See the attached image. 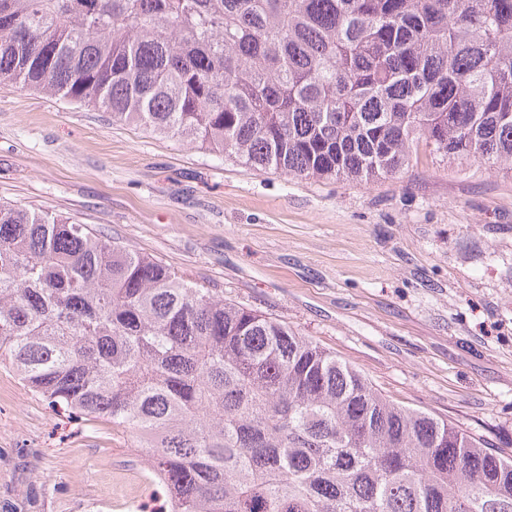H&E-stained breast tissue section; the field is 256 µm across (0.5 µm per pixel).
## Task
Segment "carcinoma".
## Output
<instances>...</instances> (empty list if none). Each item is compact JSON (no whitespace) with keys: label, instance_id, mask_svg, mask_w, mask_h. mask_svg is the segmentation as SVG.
<instances>
[{"label":"carcinoma","instance_id":"cac0c4a2","mask_svg":"<svg viewBox=\"0 0 512 512\" xmlns=\"http://www.w3.org/2000/svg\"><path fill=\"white\" fill-rule=\"evenodd\" d=\"M51 46L56 55L44 57ZM247 167L512 170V0H0V84ZM144 451L169 512H512V456L86 224L0 204V357Z\"/></svg>","mask_w":512,"mask_h":512}]
</instances>
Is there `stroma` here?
Segmentation results:
<instances>
[{
    "instance_id": "1",
    "label": "stroma",
    "mask_w": 512,
    "mask_h": 512,
    "mask_svg": "<svg viewBox=\"0 0 512 512\" xmlns=\"http://www.w3.org/2000/svg\"><path fill=\"white\" fill-rule=\"evenodd\" d=\"M93 225L288 325L391 399L512 454V172L411 160L372 182L234 156L0 85V202ZM158 512L128 433L0 364V512Z\"/></svg>"
}]
</instances>
